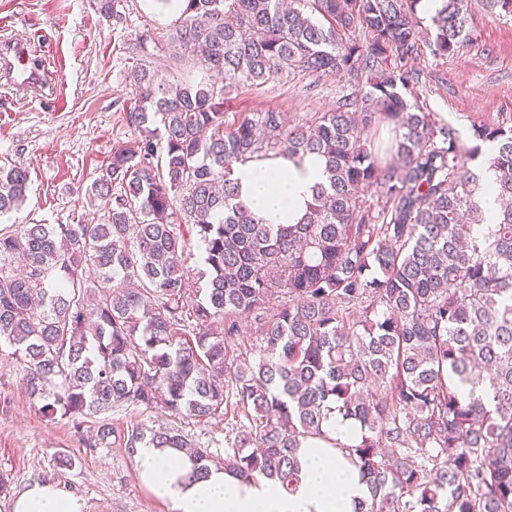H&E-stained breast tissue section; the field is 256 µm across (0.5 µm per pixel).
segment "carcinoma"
I'll return each instance as SVG.
<instances>
[{"label":"carcinoma","mask_w":512,"mask_h":512,"mask_svg":"<svg viewBox=\"0 0 512 512\" xmlns=\"http://www.w3.org/2000/svg\"><path fill=\"white\" fill-rule=\"evenodd\" d=\"M418 3L186 0L175 59L224 83L141 70L127 113L139 138L86 191L103 221L0 228V342L48 416L94 419L91 447L178 448L196 477L211 454L181 427L118 430L106 414L229 417L222 464L245 480L291 488L314 438L358 467V512H512V127L475 126L471 145L409 100L421 48L448 57L478 39L471 0H442L425 39ZM485 5L512 16V0ZM295 71L351 92L311 123L275 110L225 122L236 87ZM482 142L500 203L489 224L471 169ZM271 154L325 160L328 186L295 224L237 201L234 164ZM28 180L0 169V215ZM17 257L23 272L5 271ZM334 410L359 423L358 444L331 437Z\"/></svg>","instance_id":"obj_1"}]
</instances>
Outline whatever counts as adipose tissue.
Returning <instances> with one entry per match:
<instances>
[{
  "instance_id": "adipose-tissue-1",
  "label": "adipose tissue",
  "mask_w": 512,
  "mask_h": 512,
  "mask_svg": "<svg viewBox=\"0 0 512 512\" xmlns=\"http://www.w3.org/2000/svg\"><path fill=\"white\" fill-rule=\"evenodd\" d=\"M233 178L239 201L270 224L297 221L327 182L324 162L314 155L254 157L236 164ZM134 461L142 484L173 512H355L368 496L348 460L314 439L299 448V481L290 489L263 476L246 482L216 467L197 480L179 449L149 442L138 445ZM12 512H83V503L55 484L36 483L17 493Z\"/></svg>"
}]
</instances>
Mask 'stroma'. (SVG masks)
Masks as SVG:
<instances>
[{
    "label": "stroma",
    "mask_w": 512,
    "mask_h": 512,
    "mask_svg": "<svg viewBox=\"0 0 512 512\" xmlns=\"http://www.w3.org/2000/svg\"><path fill=\"white\" fill-rule=\"evenodd\" d=\"M477 42L450 58L429 51L409 60L419 70L418 106L470 136L479 124L512 126V17L489 18L472 0ZM173 21H161L146 0H0V41L30 42L56 82L46 99L13 84L0 69V168L21 165L29 174L20 210L0 215V226L96 223L101 215L80 195L99 177L114 152L138 136L126 114L137 97L134 77L148 69L177 84L204 78L173 58ZM152 33L147 52L137 37ZM345 79L293 73L261 86H238L224 106L226 121L276 109L290 123L314 120L336 109L348 94ZM30 397L23 364L0 345V512H12L15 495L35 483H53L79 496L84 512H169L141 485L134 459L124 449L89 447V426L73 428L44 416ZM68 455L71 467L58 466Z\"/></svg>",
    "instance_id": "obj_1"
}]
</instances>
